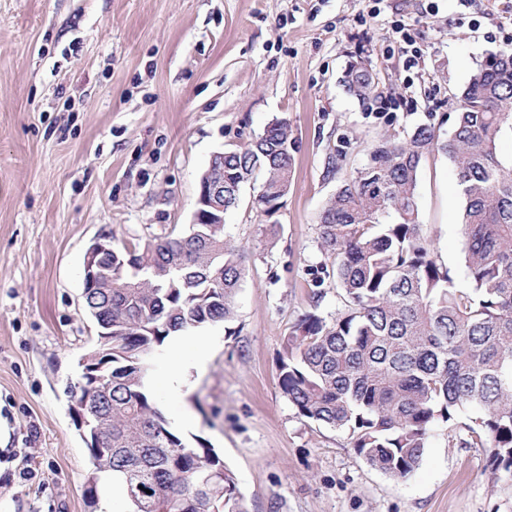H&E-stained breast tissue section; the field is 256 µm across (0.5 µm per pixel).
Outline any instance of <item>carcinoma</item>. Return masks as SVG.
Returning <instances> with one entry per match:
<instances>
[{
	"label": "carcinoma",
	"mask_w": 512,
	"mask_h": 512,
	"mask_svg": "<svg viewBox=\"0 0 512 512\" xmlns=\"http://www.w3.org/2000/svg\"><path fill=\"white\" fill-rule=\"evenodd\" d=\"M342 83L362 103L383 94L361 57ZM512 134V49L490 54L458 96L448 137L429 114L401 138L376 144L366 162L321 211L320 246L344 311L300 319L278 366L283 396L298 414L350 432L372 467L406 478L418 467L432 425L467 446L491 449L492 472L512 476V159L497 141ZM294 137L275 117L245 148L224 150V214L260 174L253 205L273 215L291 186ZM432 152L451 162L463 207L460 229L470 286L458 288L422 234L418 171ZM244 250L223 224H192L184 234L112 247V282L85 298L112 352L104 375L109 401L86 387L89 430L112 438L86 446L93 476L86 493L119 480L131 512H249L234 473L211 447L175 432L150 390L152 368L173 333L236 315ZM479 415L466 423L462 412Z\"/></svg>",
	"instance_id": "cac0c4a2"
}]
</instances>
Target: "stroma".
Returning <instances> with one entry per match:
<instances>
[{
	"label": "stroma",
	"instance_id": "35a3bbf8",
	"mask_svg": "<svg viewBox=\"0 0 512 512\" xmlns=\"http://www.w3.org/2000/svg\"><path fill=\"white\" fill-rule=\"evenodd\" d=\"M0 0V512H130L85 494L88 451L69 383L98 344L82 302L86 250L186 232L214 152L244 147L273 117L295 140L291 187L265 216L252 185L226 218L245 251L236 317L166 344L151 390L172 428L234 473L249 512H512V479L490 451L435 427L405 479L373 467L349 431L299 416L278 384L293 325L343 310L318 216L383 137L433 114L441 134L477 65L507 46L512 0ZM420 19L406 75L396 21ZM369 59L385 93L362 103L340 78ZM463 199L442 154L426 157L419 220L458 287L469 285ZM276 222L266 246L261 226ZM324 280L312 302L309 284ZM212 338L198 365L197 337ZM180 364L182 395L167 378ZM191 423H182V414ZM36 476L23 480V468Z\"/></svg>",
	"mask_w": 512,
	"mask_h": 512
}]
</instances>
